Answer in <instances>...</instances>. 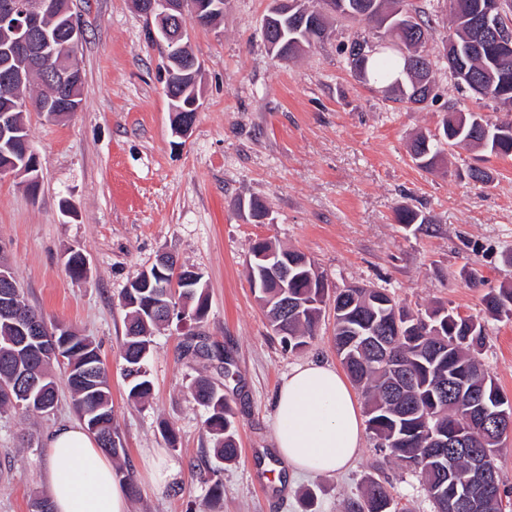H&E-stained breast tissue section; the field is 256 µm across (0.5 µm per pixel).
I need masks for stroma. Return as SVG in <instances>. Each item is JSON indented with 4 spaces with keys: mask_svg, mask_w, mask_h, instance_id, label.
Wrapping results in <instances>:
<instances>
[{
    "mask_svg": "<svg viewBox=\"0 0 512 512\" xmlns=\"http://www.w3.org/2000/svg\"><path fill=\"white\" fill-rule=\"evenodd\" d=\"M271 0H224L217 25L184 23L202 67L203 104L185 139L173 136L158 66L165 50L147 37L149 23L133 0H74L85 28L77 58L83 104L58 118L24 113L38 157L39 190L0 176V255L27 302L47 321L72 327L99 348L112 386V409L136 491L130 512H344L367 477L387 481L412 512H432L417 480L383 458L372 433L348 470L295 476L277 457L273 398L296 364L339 365L335 310L326 302L314 338L292 351L275 335L251 287L252 245L269 240L314 261L329 290L351 285L387 289L410 312L436 304L483 318L489 365L512 400V320L485 316L487 287L512 282V157L445 151L434 172L410 155L418 135L439 130L449 112L484 111L483 101L450 76L442 38L449 24L437 0H414L437 12L429 50L437 59L435 98L418 109L394 93L364 84L345 49L368 28L334 22L327 37L291 60L268 50L261 34ZM483 163L489 184L461 178ZM76 208L66 216L62 200ZM269 210L265 223L246 219L237 200ZM429 218L421 227L395 223L400 207ZM83 254L87 280L71 279L66 261ZM203 275L209 309L196 324L228 361L185 356L183 329L155 331L145 368L148 402L128 397L122 374L125 289L157 255ZM482 278L479 287L470 277ZM50 414L0 409V512H32L47 494L44 438L75 419L64 369ZM211 377L232 400L241 454L220 465L222 500L209 496L211 474L198 462L211 447L204 411L191 382ZM178 434L169 447L161 428ZM171 471L165 485L149 478L147 456Z\"/></svg>",
    "mask_w": 512,
    "mask_h": 512,
    "instance_id": "35a3bbf8",
    "label": "stroma"
}]
</instances>
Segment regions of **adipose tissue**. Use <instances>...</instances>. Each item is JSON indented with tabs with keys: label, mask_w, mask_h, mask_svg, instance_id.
<instances>
[{
	"label": "adipose tissue",
	"mask_w": 512,
	"mask_h": 512,
	"mask_svg": "<svg viewBox=\"0 0 512 512\" xmlns=\"http://www.w3.org/2000/svg\"><path fill=\"white\" fill-rule=\"evenodd\" d=\"M274 410L275 448L293 474L332 475L354 462L364 425L353 390L336 367L319 361L293 366ZM45 454L54 512H129L127 488L111 457L81 422L53 427Z\"/></svg>",
	"instance_id": "obj_1"
}]
</instances>
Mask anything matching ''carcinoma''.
Here are the masks:
<instances>
[{
  "label": "carcinoma",
  "mask_w": 512,
  "mask_h": 512,
  "mask_svg": "<svg viewBox=\"0 0 512 512\" xmlns=\"http://www.w3.org/2000/svg\"><path fill=\"white\" fill-rule=\"evenodd\" d=\"M479 0H445L452 28L443 46H452L454 55H444L448 70L458 85L480 99L502 106H512V38L490 35L476 39L471 21L464 16L473 11ZM338 17L363 23L374 37L395 31V37L406 47L417 48L416 35L422 31L432 37L433 19L419 14L412 0H336V11L319 17L312 12L298 16L270 17L262 28L264 40L277 45L280 54L290 59L322 40L329 19ZM368 43V37L357 38L347 47L350 66L366 71L367 83L384 88L397 86L400 100L424 104L425 84L434 83L433 62L428 49H423V67L410 77L408 61L398 50L384 47L366 49L361 57L357 48ZM0 113L10 111L9 104L27 89L6 86L1 82ZM167 97L173 106L188 110L194 90L186 84L164 80ZM478 147L498 156H512V118H492L482 112H450L442 121L441 132L418 138L411 150L412 159L423 170L432 172L444 153V146ZM395 222L411 226L429 224L431 220L420 211L399 208ZM271 252L288 261V317L278 305L282 289L273 282L260 279L255 264L249 265L250 282L257 283L258 299L265 310L272 330L290 350L309 343L318 327L328 289L303 253L280 249L268 241L253 244L251 252ZM173 273L153 274L140 287L130 283L121 301L128 308L125 342L123 344L124 376L128 396L134 401L146 399L151 381L143 368L149 351L152 330L173 314L180 321L186 317L202 321L208 310L204 288H172ZM16 295V314L22 319L45 321L44 315L30 306L20 287ZM485 313L492 318L512 319V285L490 287L483 296ZM336 310L335 344L342 364L362 389L368 426L379 451L413 472L424 491L439 488L446 493L433 498L434 512H448L457 493L478 487L469 512H506L512 506L509 495L497 473L496 456L506 438L497 425L479 420V406L485 405L512 415V403L500 390L489 366L481 358L484 347V325L477 316L462 315L453 308L437 305L423 313L413 314L399 306L384 288H342L334 298ZM374 332L391 345V355L383 358L381 350L362 345L361 337ZM70 345L62 352L68 370V385L73 406L80 421L104 445L103 435L119 436L112 417V396L107 371L98 347L85 336H69ZM185 349L208 359L224 360L217 347L188 337ZM29 366L39 380L36 392L56 403V389L51 367L56 357H38L18 345L12 324L0 320V405L9 404L22 416L47 410L37 402L14 396L18 381V364ZM93 366L97 387L81 380V368ZM197 404L206 411L204 425L210 436L216 461L237 460L234 411L224 389L206 377L194 379L190 386ZM449 440L448 447L438 448L433 437ZM482 451L487 458L491 485L481 483L470 469V451ZM345 512H410L402 499L394 496L382 481L371 477L363 485L361 495L348 500Z\"/></svg>",
  "instance_id": "1"
}]
</instances>
